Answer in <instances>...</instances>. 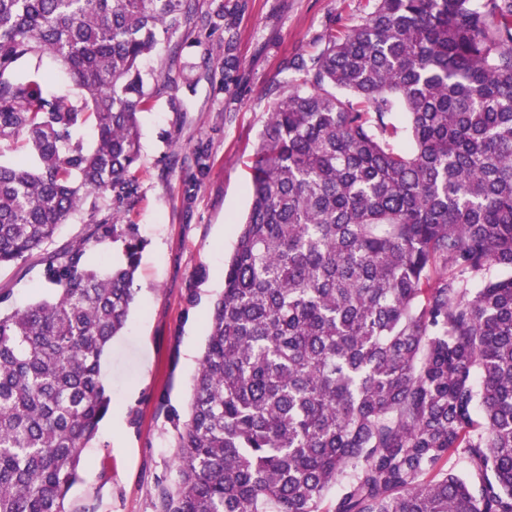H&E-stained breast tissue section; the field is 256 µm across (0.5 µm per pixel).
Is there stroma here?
<instances>
[{"label":"stroma","instance_id":"1","mask_svg":"<svg viewBox=\"0 0 512 512\" xmlns=\"http://www.w3.org/2000/svg\"><path fill=\"white\" fill-rule=\"evenodd\" d=\"M372 0H196L197 26L142 64L148 85L164 82L141 114L134 195L121 221L144 241L139 293L127 328L104 354L100 379L114 405L83 448L70 512H158L176 482L175 428L186 413L208 317L224 290V260L250 205L254 153L275 93L289 81L282 62L319 52L341 26L359 25ZM224 19L209 22L216 9ZM235 59L225 69L228 53ZM209 168L199 172L198 154ZM80 208L53 241L0 268L9 307L50 297L46 253L88 233Z\"/></svg>","mask_w":512,"mask_h":512}]
</instances>
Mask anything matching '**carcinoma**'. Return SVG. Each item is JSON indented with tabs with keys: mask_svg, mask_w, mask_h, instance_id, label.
Returning <instances> with one entry per match:
<instances>
[{
	"mask_svg": "<svg viewBox=\"0 0 512 512\" xmlns=\"http://www.w3.org/2000/svg\"><path fill=\"white\" fill-rule=\"evenodd\" d=\"M194 23L192 0H0V142L30 157L0 164V267L131 199L140 63ZM282 69L303 80L260 134L159 512H512V0H373ZM118 213L47 254L52 299L0 312V512H70L112 409L143 248ZM89 253L90 259L93 264L98 263V259L101 255L105 257V263L99 265V267H106L110 263H117L122 258V245L121 242L112 243V240H106L94 245Z\"/></svg>",
	"mask_w": 512,
	"mask_h": 512,
	"instance_id": "cac0c4a2",
	"label": "carcinoma"
}]
</instances>
